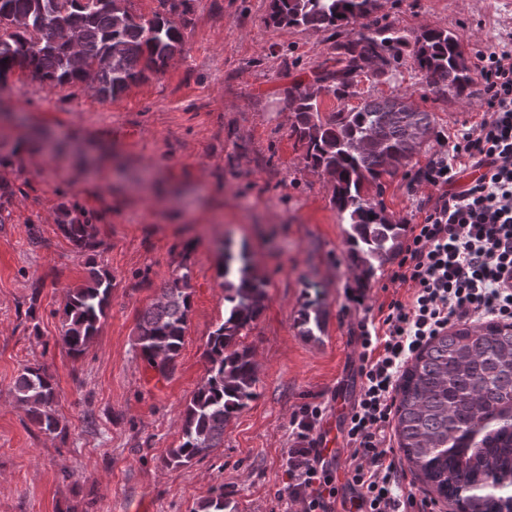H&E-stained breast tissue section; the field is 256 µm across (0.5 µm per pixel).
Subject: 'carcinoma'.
<instances>
[{"label": "carcinoma", "instance_id": "cac0c4a2", "mask_svg": "<svg viewBox=\"0 0 512 512\" xmlns=\"http://www.w3.org/2000/svg\"><path fill=\"white\" fill-rule=\"evenodd\" d=\"M130 0H0V83L14 69L30 71L52 86L87 83L101 100L113 99L158 71L183 51L177 23L155 13L136 16ZM380 0H270L268 20L276 26L330 32L331 57L313 71V84L286 92L295 114L290 136L307 166L333 185L332 203L349 220L346 243L361 281L395 259L404 225L385 216L364 194L382 191L383 176L407 174L413 156L435 133L432 113L406 105L399 96L364 99L329 115L319 98L358 95L368 80L391 79L407 48L431 91L450 102L468 95L471 66L457 34L427 29L415 42L387 25L369 26L340 41L341 29L368 18ZM58 228L78 249L93 252L92 216L65 208ZM218 275L223 279L224 319L207 341L209 367L182 417L181 444L168 464L184 466L224 443V427L256 397V370L249 347L240 342L264 309L267 281L246 248L224 245ZM191 270L182 266L164 284L160 299L140 315L137 345L149 366L165 378L183 345L190 303ZM112 274L93 262L88 278L69 291L62 341L70 354L86 352L106 316ZM323 309L311 300L300 311L306 336L322 330ZM31 420L57 432L55 379L41 365H27L14 385ZM395 434L419 480L456 512H512V324L488 322L450 328L414 356L399 384ZM219 492L194 512H226Z\"/></svg>", "mask_w": 512, "mask_h": 512}]
</instances>
